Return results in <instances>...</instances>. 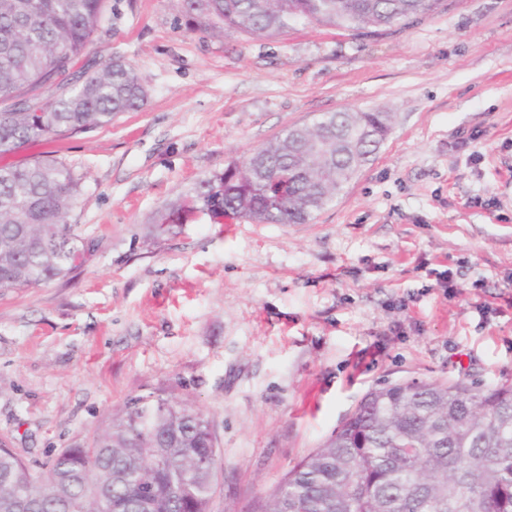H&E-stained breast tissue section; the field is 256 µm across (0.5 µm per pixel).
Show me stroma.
Instances as JSON below:
<instances>
[{"label": "stroma", "mask_w": 512, "mask_h": 512, "mask_svg": "<svg viewBox=\"0 0 512 512\" xmlns=\"http://www.w3.org/2000/svg\"><path fill=\"white\" fill-rule=\"evenodd\" d=\"M101 39L147 96L0 157L81 180L66 276L0 289V440L32 468L153 394L207 417L211 512H253L388 383L512 385V0L390 27L218 32L180 0H108ZM391 131L305 224L157 222L204 178L328 112Z\"/></svg>", "instance_id": "35a3bbf8"}]
</instances>
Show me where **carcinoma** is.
Listing matches in <instances>:
<instances>
[{"instance_id": "carcinoma-1", "label": "carcinoma", "mask_w": 512, "mask_h": 512, "mask_svg": "<svg viewBox=\"0 0 512 512\" xmlns=\"http://www.w3.org/2000/svg\"><path fill=\"white\" fill-rule=\"evenodd\" d=\"M226 32L270 38L299 20L389 26L443 0H182ZM106 0H0V156L46 135L106 126L138 109L142 77L120 58L31 112L25 96L66 75L102 34ZM390 115L326 114L291 128L247 165L199 181L158 222L202 212L305 224L382 146ZM80 182L52 159L0 167V288L66 275L80 254L70 211ZM201 411L138 397L87 446L65 448L39 475L0 442V512H211L217 468ZM264 512H512V385L407 381L370 391L263 501Z\"/></svg>"}]
</instances>
